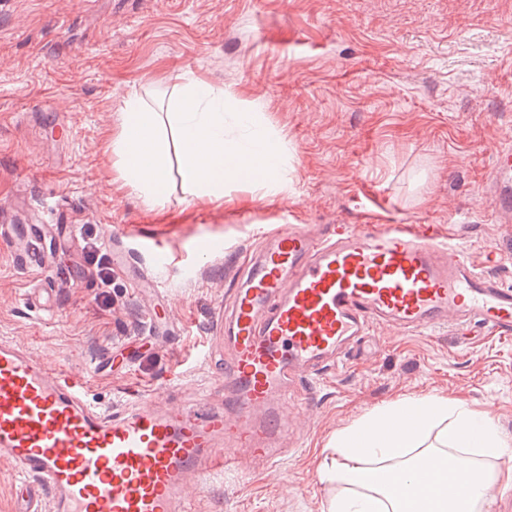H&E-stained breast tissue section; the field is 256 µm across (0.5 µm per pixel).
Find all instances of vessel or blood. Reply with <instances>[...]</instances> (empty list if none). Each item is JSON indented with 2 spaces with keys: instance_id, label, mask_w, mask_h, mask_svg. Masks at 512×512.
Masks as SVG:
<instances>
[{
  "instance_id": "vessel-or-blood-1",
  "label": "vessel or blood",
  "mask_w": 512,
  "mask_h": 512,
  "mask_svg": "<svg viewBox=\"0 0 512 512\" xmlns=\"http://www.w3.org/2000/svg\"><path fill=\"white\" fill-rule=\"evenodd\" d=\"M485 194L500 223H511L512 147L495 150ZM374 323L511 336L512 286L429 224L276 231L224 314L229 415L202 403L168 413L146 402L113 413L87 399V378L1 339L0 460L33 481L23 512H197L190 482L241 472L246 455L280 464L288 433L280 407L298 376L340 361ZM431 479L424 470L388 481L412 499Z\"/></svg>"
}]
</instances>
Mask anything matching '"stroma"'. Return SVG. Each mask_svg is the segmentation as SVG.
I'll return each mask as SVG.
<instances>
[{"label": "stroma", "mask_w": 512, "mask_h": 512, "mask_svg": "<svg viewBox=\"0 0 512 512\" xmlns=\"http://www.w3.org/2000/svg\"><path fill=\"white\" fill-rule=\"evenodd\" d=\"M188 71L226 92L229 134L248 112L279 141L283 193L230 182L223 205H204L174 171L152 208L117 182L104 140L123 100L166 109ZM500 146L512 147V0H0V225L66 227L37 239L40 267L0 237V338L88 376L105 409L140 396L176 413L205 395L223 410L224 307L266 234L432 224L483 256L512 234L482 193ZM88 241L134 266L113 265L107 309ZM108 354L112 369L91 375ZM433 395L512 436V338L373 325L362 355L285 406L280 468L248 459L187 493L197 512H322L332 437Z\"/></svg>", "instance_id": "35a3bbf8"}]
</instances>
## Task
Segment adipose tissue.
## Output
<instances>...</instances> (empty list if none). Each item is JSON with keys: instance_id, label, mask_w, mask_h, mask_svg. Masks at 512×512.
<instances>
[{"instance_id": "obj_1", "label": "adipose tissue", "mask_w": 512, "mask_h": 512, "mask_svg": "<svg viewBox=\"0 0 512 512\" xmlns=\"http://www.w3.org/2000/svg\"><path fill=\"white\" fill-rule=\"evenodd\" d=\"M107 149L116 156L117 179L140 190L146 204H164L169 160L177 158L195 199L223 204L224 185L244 180L269 194L283 179L267 152H278L272 136L247 119L241 139L224 135V102L203 78L183 74L174 110L156 112L140 96H128ZM337 460L321 462L322 482L335 486L323 512H485L492 486L512 482V468L488 470L485 460L500 459L512 438L492 417L445 397H401L383 404L334 440ZM438 469L427 495L399 497L382 477L417 474L423 465Z\"/></svg>"}]
</instances>
